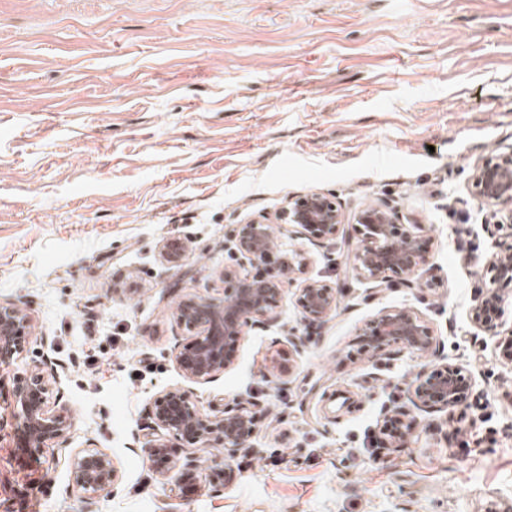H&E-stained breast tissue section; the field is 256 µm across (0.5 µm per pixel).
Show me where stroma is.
<instances>
[{
	"mask_svg": "<svg viewBox=\"0 0 512 512\" xmlns=\"http://www.w3.org/2000/svg\"><path fill=\"white\" fill-rule=\"evenodd\" d=\"M512 144V0H0V302L31 320L0 364V512H484L512 499V366L470 319L488 285L476 158ZM329 192L346 217L396 200L425 225L440 288L349 280L324 326L292 298L233 345L223 377L194 384L174 355L188 295L224 297V238L288 196ZM185 244L167 262L163 247ZM306 277L335 282L346 253L294 240ZM409 307L428 355L357 353L364 324ZM301 340L293 347L289 336ZM55 361L68 448L18 454L12 392ZM290 362V374L272 371ZM471 371L460 420L414 404L443 361ZM200 406L251 399L249 448L168 439L197 460L180 493L148 450L154 395ZM356 402L336 420L324 400ZM414 420L408 447L376 444L384 409ZM104 450L123 480L86 500L67 450ZM226 466L228 485L210 470Z\"/></svg>",
	"mask_w": 512,
	"mask_h": 512,
	"instance_id": "stroma-1",
	"label": "stroma"
}]
</instances>
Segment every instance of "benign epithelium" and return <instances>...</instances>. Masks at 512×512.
I'll list each match as a JSON object with an SVG mask.
<instances>
[{
	"mask_svg": "<svg viewBox=\"0 0 512 512\" xmlns=\"http://www.w3.org/2000/svg\"><path fill=\"white\" fill-rule=\"evenodd\" d=\"M469 189L479 206L500 216L498 227L512 230V145L474 163ZM275 220L282 228L278 237L272 235L268 222L254 218L237 225L224 239V251L231 260L224 265V299L191 296L180 302L177 319L192 333L193 340L175 355L174 361L187 381L209 383L223 374L231 363L224 354V340L244 336L250 329L273 321L288 286L296 285L295 306L306 323L322 326L336 311L341 288L311 278L299 279L310 258L288 248V241L306 239L323 246L336 239L345 225L341 208L330 195L311 191L288 197ZM353 221L361 239L350 253L349 269L357 278L383 284L398 276L411 286L413 281L431 275L434 264L422 243L424 225L404 223L400 208L393 202L370 204L359 210ZM473 261L483 265L489 284L512 285V245ZM245 264L265 266V276L241 274L240 268ZM499 302L498 291L491 288L480 293L471 306L474 324L492 337L500 335ZM363 335L371 337L366 355L372 361L393 345L427 354L434 342L430 327L406 307L380 311L366 325ZM29 336L28 315L11 304H0V363L22 354ZM57 384L58 373L44 362L13 392L21 419L19 450L24 454L64 437L73 426L71 419L49 409V395ZM470 389L471 378L466 371L446 362L433 370L416 397L425 406L448 412L451 418L458 407L467 403ZM403 415L400 407L383 411L380 431L392 448L409 445ZM153 416L151 430L155 438L150 440L149 448L162 472L169 470L166 432H192L203 445L222 440L224 454L231 459L249 447L257 429L256 412L249 403L235 400L207 413L201 410L192 392L179 388L161 391L154 400ZM69 468L72 486L89 497L114 493L122 481L112 456L101 450L74 453Z\"/></svg>",
	"mask_w": 512,
	"mask_h": 512,
	"instance_id": "1",
	"label": "benign epithelium"
}]
</instances>
